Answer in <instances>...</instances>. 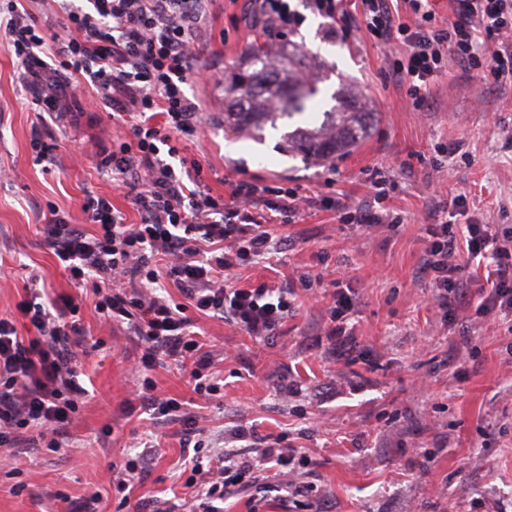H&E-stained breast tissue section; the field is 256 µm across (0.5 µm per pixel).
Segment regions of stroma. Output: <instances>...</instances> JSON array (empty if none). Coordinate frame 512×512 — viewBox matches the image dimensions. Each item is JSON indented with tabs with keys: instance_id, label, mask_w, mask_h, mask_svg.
I'll return each mask as SVG.
<instances>
[{
	"instance_id": "35a3bbf8",
	"label": "stroma",
	"mask_w": 512,
	"mask_h": 512,
	"mask_svg": "<svg viewBox=\"0 0 512 512\" xmlns=\"http://www.w3.org/2000/svg\"><path fill=\"white\" fill-rule=\"evenodd\" d=\"M291 5L304 22L273 52L304 47V77L320 89L312 110L265 127L259 139L225 129L224 86L246 67L250 45L269 35L256 0H212L198 64L214 67L219 79L186 87L201 105L202 123L185 141V157L200 161L217 194L225 179L255 177L272 187L340 193L363 210L373 202L372 181L382 177L385 204L404 222L369 234L313 208L275 227L283 251L270 263L240 267L234 284L290 287L294 315L269 339L199 317L200 339L224 379L222 395L199 399L187 371L170 360L152 373L156 389L186 402L216 451L250 457L233 433L253 427L286 435L310 457L293 484L231 494L223 512H512V320L470 310L444 323L420 272V222L457 194L467 196L468 218L512 226V81L486 82L454 66L432 83L422 111H412L405 85L387 76L401 45L374 44L362 30L346 40L328 37L326 19L306 0ZM17 76L0 37V316L14 311L34 279L52 294L76 291L43 243L51 209L83 225V203L106 197L129 221L139 219L126 188L95 168L99 149L126 137L127 126L110 109L90 111L88 89L73 86L63 103L70 121L55 129L56 163L43 168L30 148L42 127L38 108ZM340 90L365 100L371 120L364 138L310 163L286 151L284 134L319 126ZM228 141L241 151L225 153ZM319 274L350 277L358 291L348 320L350 360L333 355L324 336L330 298L313 297L303 285ZM81 293L87 305L76 353L88 397L60 451L27 441L17 452H0V512H81L88 501L93 512H135L148 498L193 512L180 425L123 411L138 384V340L101 323L91 290ZM454 362L466 378L452 375ZM150 446L157 453L143 483L120 496L113 467Z\"/></svg>"
}]
</instances>
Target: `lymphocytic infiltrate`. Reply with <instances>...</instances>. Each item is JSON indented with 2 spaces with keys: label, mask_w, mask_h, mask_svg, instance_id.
Listing matches in <instances>:
<instances>
[{
  "label": "lymphocytic infiltrate",
  "mask_w": 512,
  "mask_h": 512,
  "mask_svg": "<svg viewBox=\"0 0 512 512\" xmlns=\"http://www.w3.org/2000/svg\"><path fill=\"white\" fill-rule=\"evenodd\" d=\"M19 2L7 0L0 32L20 65L21 83L54 124L63 116L59 100L70 84L83 80L95 88L98 101L129 128L126 139L98 154L97 167L127 187L139 215L138 223H127L109 199L91 198L82 206L90 230L56 213L42 227L44 243L71 282L92 289L99 317L125 325L144 344L142 382L127 412L176 422L194 449H201L196 417L183 401L156 394L151 373L166 358L188 361L194 392L218 395L221 386L194 329L195 316L217 317L259 337L275 335L286 323L295 310L286 286L229 284L240 266L276 250L269 212L290 224L318 206L368 231L401 224L402 218L385 207L381 186L371 211L333 196L243 179L229 182L222 195L207 188L201 163L183 157L181 143L201 126L200 107L184 87L203 75L195 38L210 0H87L66 6L56 24ZM308 7L327 19L329 35L350 36L358 16L374 40L403 45L388 75L406 84L414 108H422L433 80L454 65L484 80H512V0H453V17L443 28L435 24L431 0H403L399 9L392 0H358L353 11L347 0H308ZM423 230L422 272L442 316L468 310L476 298L483 313H512L511 227L470 223L460 238L447 217L436 214ZM484 254L493 268L477 288L463 261ZM167 282L179 289L180 299L160 294ZM329 285L333 304L325 334L341 346L355 292L344 277ZM82 308L81 298L50 296L33 283L17 303L16 316L0 317L1 448L16 447L33 428L46 448H60L87 393L75 353ZM18 317L28 321V335H18ZM236 438L254 448V457H222L210 467L198 460L191 468L185 485L202 512H219L218 501L237 487L260 486L263 464L285 469L306 463L284 436L241 428Z\"/></svg>",
  "instance_id": "lymphocytic-infiltrate-1"
}]
</instances>
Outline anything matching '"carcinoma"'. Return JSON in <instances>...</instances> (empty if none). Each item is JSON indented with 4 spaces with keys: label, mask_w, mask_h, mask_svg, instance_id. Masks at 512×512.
Instances as JSON below:
<instances>
[{
    "label": "carcinoma",
    "mask_w": 512,
    "mask_h": 512,
    "mask_svg": "<svg viewBox=\"0 0 512 512\" xmlns=\"http://www.w3.org/2000/svg\"><path fill=\"white\" fill-rule=\"evenodd\" d=\"M249 69L237 73L224 89L230 109L224 113L225 128H242L256 132L280 118H290L306 109L305 102L319 93L314 84L294 80L306 63L304 49H294L280 67L272 65L265 44L255 42L249 49ZM370 113L357 110L347 101L339 102L325 113L316 128H296L286 136L288 147L305 160L327 159L361 141L366 134Z\"/></svg>",
    "instance_id": "1"
}]
</instances>
